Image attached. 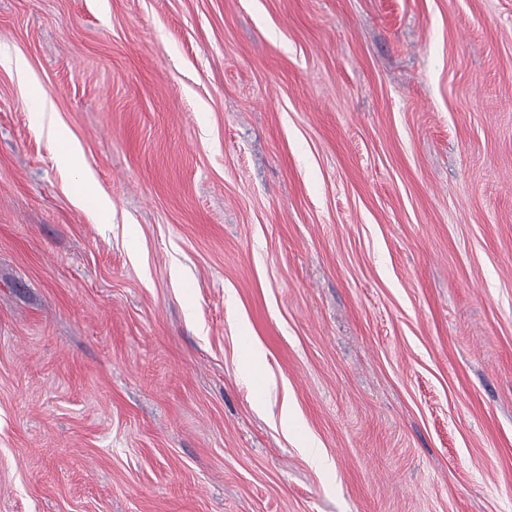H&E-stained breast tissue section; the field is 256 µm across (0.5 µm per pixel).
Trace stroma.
Instances as JSON below:
<instances>
[{
  "label": "stroma",
  "instance_id": "35a3bbf8",
  "mask_svg": "<svg viewBox=\"0 0 512 512\" xmlns=\"http://www.w3.org/2000/svg\"><path fill=\"white\" fill-rule=\"evenodd\" d=\"M0 51V512H512V0H0ZM31 96L36 101L34 112L42 126H46L52 137L61 144L57 153V161L65 169H74L81 165L80 152L69 142L66 132L56 125L53 118V110L46 95L32 91ZM78 196L80 203L84 207L94 210L104 221L103 223H109L108 221L111 218L109 207L99 197L93 183L85 182L79 184Z\"/></svg>",
  "mask_w": 512,
  "mask_h": 512
}]
</instances>
